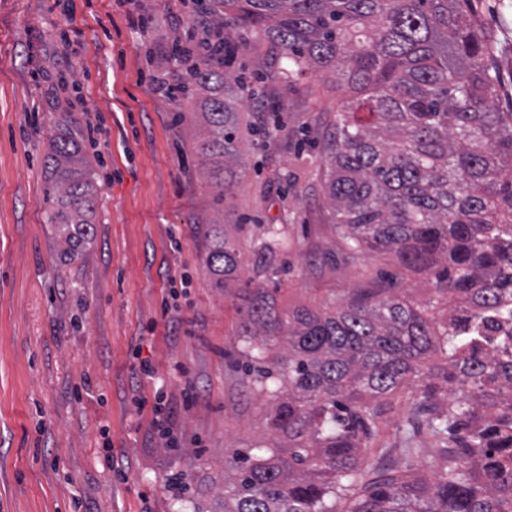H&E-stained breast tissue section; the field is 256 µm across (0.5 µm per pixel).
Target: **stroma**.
Listing matches in <instances>:
<instances>
[{
    "label": "stroma",
    "instance_id": "35a3bbf8",
    "mask_svg": "<svg viewBox=\"0 0 512 512\" xmlns=\"http://www.w3.org/2000/svg\"><path fill=\"white\" fill-rule=\"evenodd\" d=\"M477 7L498 38L507 111L512 0ZM208 21L196 0H0V512H213L234 452L279 445L235 334L255 275L248 242L265 225L288 227L279 275L260 282L281 317L370 288L438 321L453 303L395 254L340 260L325 145L341 92L316 71L277 79L270 41L249 28L224 30L233 67L263 75L238 110L284 129L244 151L246 173L225 193L206 181L201 97L174 47L194 46ZM61 131L91 159L95 186L90 238L67 261L45 220L49 137ZM217 224L239 253L225 289L206 264ZM423 386L376 400L364 454L432 480L448 461L414 409Z\"/></svg>",
    "mask_w": 512,
    "mask_h": 512
}]
</instances>
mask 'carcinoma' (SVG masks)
<instances>
[{"label":"carcinoma","instance_id":"cac0c4a2","mask_svg":"<svg viewBox=\"0 0 512 512\" xmlns=\"http://www.w3.org/2000/svg\"><path fill=\"white\" fill-rule=\"evenodd\" d=\"M209 10L216 30H263L284 55L282 79L316 69L363 94L340 104L327 142L343 259L367 248L411 268L441 262L460 300L440 324L382 293L330 312L297 309L285 323L265 289L248 292L237 330L247 380L269 398L267 422L288 445L235 454L219 512H336L338 499L346 512H512V111L496 104V37L476 0H211ZM183 59L208 92L202 169L225 190L240 175L234 98L246 87L208 45ZM90 165L68 135L54 137L47 223L58 225L64 258L88 241ZM287 243L286 224L253 240L257 276L275 273ZM206 262L226 287L235 246L214 235ZM437 353L426 374L453 399L426 427L448 449V471L410 481L363 462L377 416L365 397L401 388Z\"/></svg>","mask_w":512,"mask_h":512}]
</instances>
